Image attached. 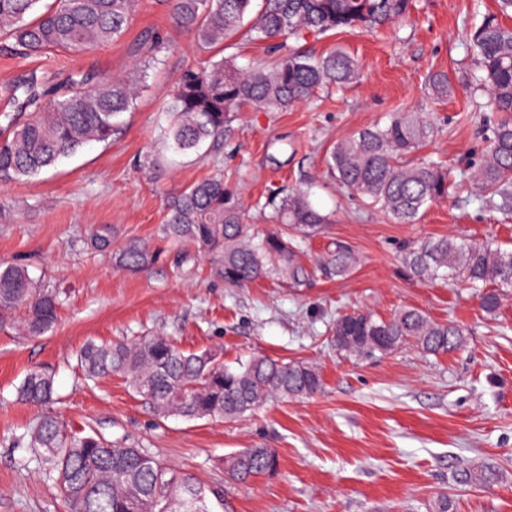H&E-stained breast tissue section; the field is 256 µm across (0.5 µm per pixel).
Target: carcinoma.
<instances>
[{"label": "carcinoma", "mask_w": 512, "mask_h": 512, "mask_svg": "<svg viewBox=\"0 0 512 512\" xmlns=\"http://www.w3.org/2000/svg\"><path fill=\"white\" fill-rule=\"evenodd\" d=\"M254 0H174L176 22L190 31L208 57L179 76L167 111L174 114L166 135L181 152L195 150L224 131L232 114L247 106L284 110L313 97L323 87H343L360 74L359 62L337 48L314 59L292 52L268 68H244L215 58L224 40L241 29ZM136 0H0V37L19 57L51 51L79 55L119 39ZM413 8V0H262L251 31L259 40L298 37L305 31L392 25ZM471 42L480 59L476 83L498 112L483 162L471 175L475 193L501 211L512 210V28L487 15ZM22 122L3 114L0 126V181L34 176L90 142H105L120 116L134 104L131 84L122 78L84 73L60 76L52 90L30 72L10 89ZM432 123L416 112H398L388 124L357 130L340 139L327 167L341 187L354 191L397 224H415L429 205L448 197L451 172L439 160L415 157L434 136ZM273 228L257 231L246 223L238 193L224 176L204 178L168 204L163 237L177 249L176 266L195 250L209 257L210 275L229 286L260 279L300 285L312 271L302 262L295 235L314 236L326 223L308 191H282L272 201ZM90 244L119 268L138 271L157 262L162 251L140 241L112 249V228L96 227ZM402 262L421 281L449 280L480 291L482 309L495 313L512 290V250L455 236L429 238L406 248ZM359 257L344 242L319 260L330 278L350 276ZM59 293L43 288L19 265H0V320L12 315L22 336L39 337L57 321ZM336 352L372 360L413 346L439 356L460 348L465 330L440 323L415 308L388 318L362 310L332 322ZM83 375L127 379L132 391L159 418L235 421L276 398H310L324 388L321 372L304 360L253 356L237 366L224 364L222 351H186L168 336L131 342H86L77 354ZM17 398L48 407L57 400L54 374L33 368L17 388ZM13 447L29 455L39 471L60 488L69 512H213L220 489L190 474L176 475L146 448L118 447L100 434L69 433L47 413L15 437ZM278 469L272 448H242L224 458L227 482L245 485ZM495 470L460 471V482L488 484Z\"/></svg>", "instance_id": "carcinoma-1"}]
</instances>
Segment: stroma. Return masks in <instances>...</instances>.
I'll return each mask as SVG.
<instances>
[{
	"instance_id": "obj_1",
	"label": "stroma",
	"mask_w": 512,
	"mask_h": 512,
	"mask_svg": "<svg viewBox=\"0 0 512 512\" xmlns=\"http://www.w3.org/2000/svg\"><path fill=\"white\" fill-rule=\"evenodd\" d=\"M498 10L499 0H417L411 17L393 25L305 33L298 44L313 56L341 48L358 59L359 80L284 112L245 108L223 136L188 155L170 150L172 116L161 105L200 54L170 0H138L121 38L81 55L24 60L0 51V112L13 109L8 86L34 69L48 78L64 70L128 76L139 87L110 141L37 176L0 182V264L27 266L62 301L44 336L0 327V512H67L53 482L12 446L41 413L15 397L35 366L55 375L61 401L54 410L67 431L149 449L168 469L223 486L215 512H435L443 493L448 512H512V293L488 315L477 290L413 278L400 254L404 244L448 234L512 248V213L481 205L469 185L497 119L471 83L477 61L469 33ZM157 35L165 47L147 58L142 45ZM223 55L242 67H269L279 57L271 43L243 32L225 41ZM434 73L447 75L446 94L429 86ZM398 111L431 121L436 133L425 154L447 162L463 182L415 224L391 223L339 188L325 164L340 137L386 124ZM217 173L243 191L248 222L260 229L270 226L260 202L282 188L308 189L328 217L305 244L308 258L337 239L355 248L358 267L346 278L317 276L296 288L272 279L231 288L210 277L201 255L179 268L166 260L133 273L91 248L90 233L102 224L111 225L114 244L164 246L168 198ZM404 307L456 321L466 330L464 345L442 357L407 348L372 361L344 359L332 347L327 327L337 312L387 317ZM157 333L185 350L221 349L228 364L255 354L310 361L324 389L270 401L235 422L162 420L124 378H81L75 354L87 341ZM259 447L276 451L278 471L226 484L225 455ZM481 465L495 470L492 483H457L460 470Z\"/></svg>"
}]
</instances>
